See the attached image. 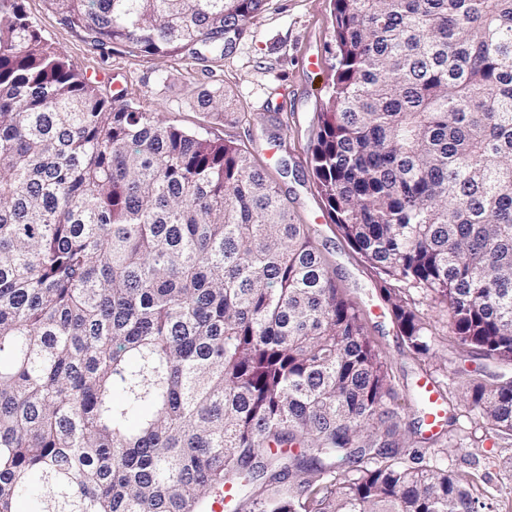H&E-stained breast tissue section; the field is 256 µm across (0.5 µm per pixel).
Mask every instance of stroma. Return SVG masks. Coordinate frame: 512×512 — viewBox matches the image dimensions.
Segmentation results:
<instances>
[{
    "label": "stroma",
    "instance_id": "obj_1",
    "mask_svg": "<svg viewBox=\"0 0 512 512\" xmlns=\"http://www.w3.org/2000/svg\"><path fill=\"white\" fill-rule=\"evenodd\" d=\"M27 16L60 47L75 69L96 81L100 93L157 112L180 127L207 128L213 136L244 145L263 165L343 294L358 307L389 373L388 402L406 448L476 480L479 512H512V437L496 436L460 401L456 389L470 378L512 376V364L488 360L448 340L447 319L435 308L417 309L435 337L434 353L415 354L398 334L367 264L325 214L311 168L320 131L318 116L335 75L331 0H266L258 19L233 36L223 57L190 52L154 58L124 45L94 49L49 9L47 0H24ZM211 92L227 105L210 116L198 100ZM434 383L452 427L430 430L419 416V385Z\"/></svg>",
    "mask_w": 512,
    "mask_h": 512
}]
</instances>
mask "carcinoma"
<instances>
[{
  "instance_id": "cac0c4a2",
  "label": "carcinoma",
  "mask_w": 512,
  "mask_h": 512,
  "mask_svg": "<svg viewBox=\"0 0 512 512\" xmlns=\"http://www.w3.org/2000/svg\"><path fill=\"white\" fill-rule=\"evenodd\" d=\"M0 0V512H478L406 460L388 372L248 149L103 97ZM148 57L264 0H48ZM311 166L400 336L512 361V0H333ZM463 401L512 436V380ZM370 437L357 445L361 435Z\"/></svg>"
}]
</instances>
